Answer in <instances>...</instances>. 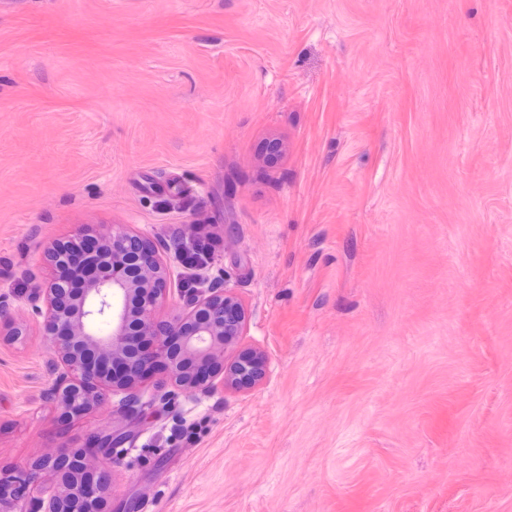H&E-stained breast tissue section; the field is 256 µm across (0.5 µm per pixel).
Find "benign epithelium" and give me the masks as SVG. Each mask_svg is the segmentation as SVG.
Masks as SVG:
<instances>
[{"instance_id":"benign-epithelium-1","label":"benign epithelium","mask_w":512,"mask_h":512,"mask_svg":"<svg viewBox=\"0 0 512 512\" xmlns=\"http://www.w3.org/2000/svg\"><path fill=\"white\" fill-rule=\"evenodd\" d=\"M80 252L97 270L75 291L69 276ZM44 259L52 272L48 288L27 298L32 314L43 318V335L55 356L44 399L74 418L113 395L119 397L120 418L76 453L34 460L19 482L27 496L20 497L13 483L0 479V512H108L110 473L94 466L100 454L125 438L128 418L144 407L141 382L148 368L161 363L170 390L156 400L170 403L184 392L207 391L217 381L235 392L251 388L265 377L267 359L260 351L246 350L226 360L247 320L241 298L226 286L181 293L184 312L157 321L169 268L124 224L104 232L84 227L47 246ZM135 333L149 341L148 348L139 347ZM25 335L24 325L1 304L0 342ZM47 476L55 479V489L46 497L34 494Z\"/></svg>"}]
</instances>
